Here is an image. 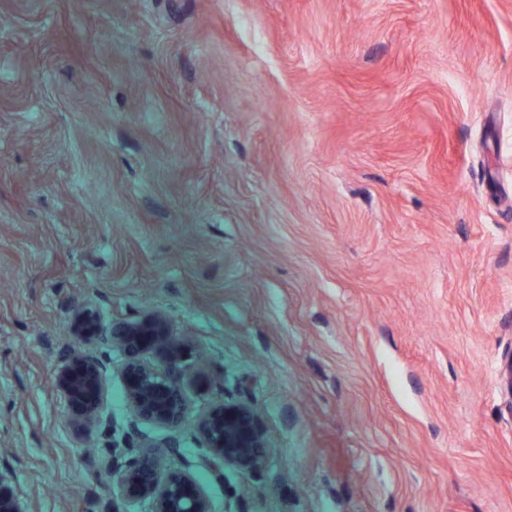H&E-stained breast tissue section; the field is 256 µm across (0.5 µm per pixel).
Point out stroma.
Masks as SVG:
<instances>
[{"instance_id": "obj_1", "label": "stroma", "mask_w": 512, "mask_h": 512, "mask_svg": "<svg viewBox=\"0 0 512 512\" xmlns=\"http://www.w3.org/2000/svg\"><path fill=\"white\" fill-rule=\"evenodd\" d=\"M161 316L211 389L145 424L212 512H512V0H0V457L31 512L112 480ZM84 355L92 414L57 383ZM255 416L214 480L202 418ZM179 450H170V441Z\"/></svg>"}]
</instances>
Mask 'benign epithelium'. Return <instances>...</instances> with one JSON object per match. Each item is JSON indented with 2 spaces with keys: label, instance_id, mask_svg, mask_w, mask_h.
<instances>
[{
  "label": "benign epithelium",
  "instance_id": "benign-epithelium-1",
  "mask_svg": "<svg viewBox=\"0 0 512 512\" xmlns=\"http://www.w3.org/2000/svg\"><path fill=\"white\" fill-rule=\"evenodd\" d=\"M112 339L129 348L147 347L154 362H130L124 370L126 398L130 408V429L112 447L128 446L140 439L139 426L145 421L174 427L178 424L190 392L208 390L209 381L196 361L189 359L183 341L170 335L165 320L153 315L119 323L96 326ZM71 398H85L82 405L95 402L103 389L97 360L82 358L72 362L60 377ZM202 431L211 451L209 470L216 479L224 477L228 465L257 468L262 460V441L253 428L250 411L226 407L206 415ZM9 463L0 462V512H29L27 502L7 479ZM112 479L120 482L132 499H149L154 512H210L194 476L160 478L154 460L138 454L119 468L112 469Z\"/></svg>",
  "mask_w": 512,
  "mask_h": 512
}]
</instances>
